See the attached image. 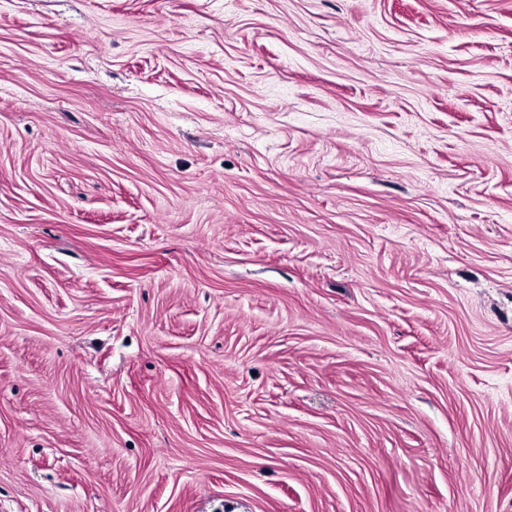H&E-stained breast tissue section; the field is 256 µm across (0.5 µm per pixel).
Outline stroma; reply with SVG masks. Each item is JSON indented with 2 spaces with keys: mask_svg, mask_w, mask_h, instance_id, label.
<instances>
[{
  "mask_svg": "<svg viewBox=\"0 0 512 512\" xmlns=\"http://www.w3.org/2000/svg\"><path fill=\"white\" fill-rule=\"evenodd\" d=\"M0 512H512V0H0Z\"/></svg>",
  "mask_w": 512,
  "mask_h": 512,
  "instance_id": "1",
  "label": "stroma"
}]
</instances>
